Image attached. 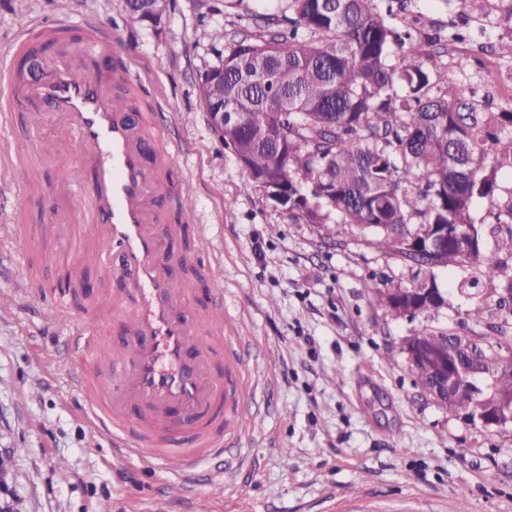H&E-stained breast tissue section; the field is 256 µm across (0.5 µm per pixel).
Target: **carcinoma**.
Returning a JSON list of instances; mask_svg holds the SVG:
<instances>
[{
  "label": "carcinoma",
  "instance_id": "obj_1",
  "mask_svg": "<svg viewBox=\"0 0 512 512\" xmlns=\"http://www.w3.org/2000/svg\"><path fill=\"white\" fill-rule=\"evenodd\" d=\"M288 13L256 14L255 30L210 33L224 44V82L198 83L209 112L237 114L235 142L224 146L246 154L249 186L259 190L254 204L268 199L266 179L288 193L293 224H325L331 236L356 230L374 237L377 250L416 269V288L438 269L472 273L458 291L473 298L467 317L497 321L487 331L461 334L422 328L411 338L448 344L476 354L479 373L449 397L434 393L427 368L411 370L416 384L442 409L474 412L512 410V193L494 197L495 167L512 168V112H488L472 87L429 69L426 62L464 40L460 32L427 33L390 18L413 13L414 0H287ZM489 200L495 247H483L472 216L474 202ZM339 221L330 228L331 214ZM433 224H455L474 235L435 256L436 265L412 254L407 240ZM498 284L489 294L480 282ZM377 304L396 319L408 303L389 289L374 288Z\"/></svg>",
  "mask_w": 512,
  "mask_h": 512
}]
</instances>
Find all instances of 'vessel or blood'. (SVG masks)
Returning a JSON list of instances; mask_svg holds the SVG:
<instances>
[{
    "instance_id": "vessel-or-blood-1",
    "label": "vessel or blood",
    "mask_w": 512,
    "mask_h": 512,
    "mask_svg": "<svg viewBox=\"0 0 512 512\" xmlns=\"http://www.w3.org/2000/svg\"><path fill=\"white\" fill-rule=\"evenodd\" d=\"M36 41L44 46L39 77L13 63L0 76V131L8 132L22 109L31 127L59 123L80 146L88 175L73 181L62 172L33 191L36 169L11 150L7 161L14 184L26 190L24 207L46 213L63 197L77 203L67 226H18L12 238L23 247L65 237L75 280L92 271L114 282L102 299L119 323L118 339L105 342L98 318L71 325L68 300H56L51 322L68 333L79 366L65 385L85 397L97 431L121 455L157 463L185 487L200 465L217 457L225 460L221 477H228L235 467L226 455L257 407L223 289L211 288L210 303L201 307L193 288L177 287L172 273L187 265L172 248L183 235L170 219L173 138L130 111L123 97L129 66L106 64L116 55L111 31L86 30L75 59L64 50L59 27L30 25L14 44L15 55L27 56Z\"/></svg>"
}]
</instances>
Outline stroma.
I'll return each instance as SVG.
<instances>
[{"instance_id": "stroma-1", "label": "stroma", "mask_w": 512, "mask_h": 512, "mask_svg": "<svg viewBox=\"0 0 512 512\" xmlns=\"http://www.w3.org/2000/svg\"><path fill=\"white\" fill-rule=\"evenodd\" d=\"M421 25L448 31L459 16L468 38L431 66L458 77L457 58L512 38V0H419ZM281 0H168L162 29L131 19L126 0H0V66L23 20L66 27L80 51L88 22L110 29L130 55L139 97L161 87L152 117L181 140L171 162L187 184L197 223L208 225L210 263L224 305L250 354L259 418L239 452L247 468L218 481L200 469L189 492L149 461L117 455L98 435L81 393L66 389L67 335L19 297L30 275L52 293L69 266L52 240L19 254L0 229V458L17 512H345L360 495L368 512H512V436L448 415L416 385L401 341L411 327L482 332L457 284L440 270L447 304L415 321L379 307L373 287L408 288L414 272L368 239L329 240L318 224H293L279 206L254 207L248 176L211 129L200 74L219 61L210 34L243 29L252 12ZM470 78L496 112L512 111V58L494 53Z\"/></svg>"}]
</instances>
